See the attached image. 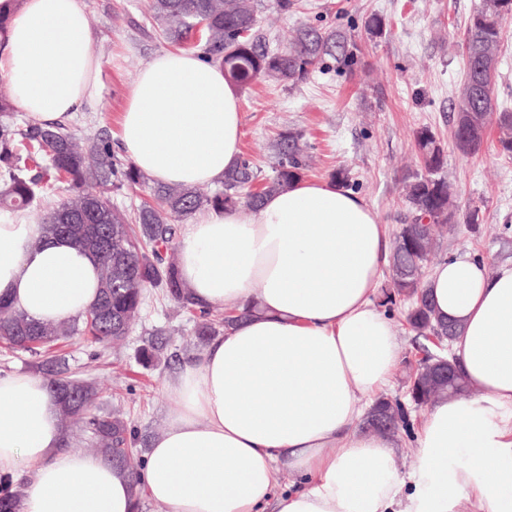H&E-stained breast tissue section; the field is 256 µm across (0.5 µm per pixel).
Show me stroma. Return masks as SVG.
I'll return each mask as SVG.
<instances>
[{
    "label": "stroma",
    "instance_id": "obj_1",
    "mask_svg": "<svg viewBox=\"0 0 512 512\" xmlns=\"http://www.w3.org/2000/svg\"><path fill=\"white\" fill-rule=\"evenodd\" d=\"M475 2L297 0L295 10L281 14L272 0H263L259 30L270 49L283 47L298 23L319 18L324 26L351 34L364 54L352 76L317 71L293 87L261 81L241 89L242 152L252 156L262 176H269L276 162L272 144L277 133L285 128L303 131L313 156L307 179L324 181L332 170L348 169L355 196L392 234L406 211L402 179L418 167L414 133L429 127L448 147L445 176L461 204L481 206L484 212L480 234L461 223L444 239L442 259L470 255L492 269L511 263L512 159L499 156L491 138L469 158L451 147L454 97L464 69L463 29ZM85 5L106 64L105 89L93 108L75 113L67 124L77 136L104 131L116 141L127 87L168 44L153 28L149 0H85ZM372 13L384 18L385 35L371 38L365 33L363 20ZM393 320L402 360L386 395L403 400L420 340L401 312H394ZM192 330L189 314L150 290L129 335L100 360H91V349L81 340L64 348L71 368L98 382L100 407L130 418L141 437L137 450H144L146 440L167 424L175 401L167 381L185 361L202 355L190 341ZM152 342L161 343L163 351L160 362L147 367L139 353Z\"/></svg>",
    "mask_w": 512,
    "mask_h": 512
}]
</instances>
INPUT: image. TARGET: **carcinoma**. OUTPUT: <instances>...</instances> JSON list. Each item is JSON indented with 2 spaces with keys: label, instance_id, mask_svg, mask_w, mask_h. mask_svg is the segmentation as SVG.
I'll return each mask as SVG.
<instances>
[{
  "label": "carcinoma",
  "instance_id": "1",
  "mask_svg": "<svg viewBox=\"0 0 512 512\" xmlns=\"http://www.w3.org/2000/svg\"><path fill=\"white\" fill-rule=\"evenodd\" d=\"M502 0H477L465 25L466 50L463 78L455 107L473 112L483 130L496 125L500 132L498 151L512 158V110L495 106V82L503 31L512 20V8L501 10ZM152 18L162 37L171 45L187 44L208 62L218 63L234 84L247 87L262 79L295 85L312 71L330 67L351 74L362 55L359 44L339 30L301 24L281 51H272L258 33V0H151ZM204 22L201 38L194 39L197 23ZM420 168L403 178L407 207L393 241L389 276L382 286L380 305L391 312L407 304L405 320L417 336L436 339L456 337L460 326L436 313L427 287V266L439 247V237L452 233L464 222L480 229L482 209H464L455 204L456 191L443 175L446 151L428 127L415 132ZM453 143L463 156L479 154L482 139L469 137L455 124ZM277 163L273 174L259 178L253 160L242 156L224 174V181L208 193L194 187L156 184L152 200L126 211L112 203V193L145 183V176L132 162L117 159L112 139L106 134L88 136L82 143L61 123L19 122L15 100L0 97V210L37 215L51 236H66L87 251L99 269L97 301L71 320L40 323L0 301V348L38 358V371L54 396L69 395L72 404L59 405L64 428V447L71 445L73 427L88 434L96 453L105 462L126 472L140 486V470L130 463L138 431L121 412L94 409L97 383L75 374L68 361L56 354L59 345L82 339L101 354L108 345L128 335L145 301V290L155 288L165 300L197 318L198 344L240 319L235 310L212 318V308L196 303L171 257L178 222L209 208H257L270 194L285 191L309 171V156L303 134L296 129L280 133L276 143ZM67 197L55 199L58 191ZM409 376L408 395L416 407L448 396L469 395L471 387L459 369L446 377L431 366L433 352L426 350ZM372 409L386 413L395 434L409 430L404 405L379 399ZM19 493L0 486V512H14Z\"/></svg>",
  "mask_w": 512,
  "mask_h": 512
}]
</instances>
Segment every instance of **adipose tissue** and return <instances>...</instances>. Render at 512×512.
Instances as JSON below:
<instances>
[{
  "mask_svg": "<svg viewBox=\"0 0 512 512\" xmlns=\"http://www.w3.org/2000/svg\"><path fill=\"white\" fill-rule=\"evenodd\" d=\"M0 80L31 118L96 102L104 63L84 0H15ZM121 146L151 181L216 184L240 157L241 99L223 68L162 51L126 93ZM180 273L205 305L243 313L168 381L175 406L141 477L169 512H512V264L468 256L428 277L460 324L453 353L474 394L433 402L408 477L394 436L363 430L367 395L401 362L373 300L387 258L375 212L332 182L300 181L258 210L207 209L179 236ZM93 259L41 225L0 213V300L40 322L98 297ZM59 406L27 373L0 377V475L32 476L18 512H133L127 473L62 449ZM302 486L276 496L281 470Z\"/></svg>",
  "mask_w": 512,
  "mask_h": 512,
  "instance_id": "ef3b65f1",
  "label": "adipose tissue"
}]
</instances>
